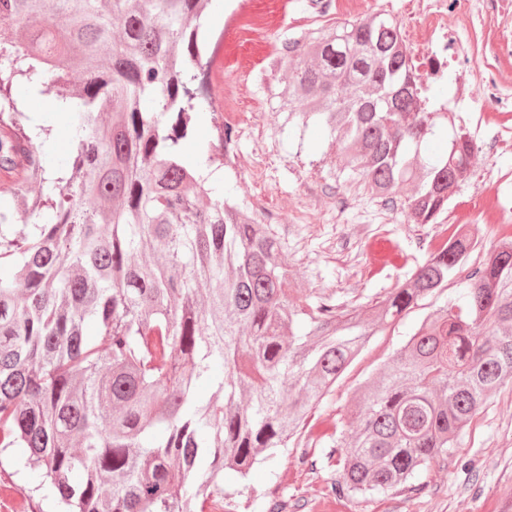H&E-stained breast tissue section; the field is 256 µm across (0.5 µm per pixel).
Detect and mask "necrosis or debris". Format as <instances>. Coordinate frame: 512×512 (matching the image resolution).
<instances>
[{"mask_svg":"<svg viewBox=\"0 0 512 512\" xmlns=\"http://www.w3.org/2000/svg\"><path fill=\"white\" fill-rule=\"evenodd\" d=\"M401 44L422 86L451 78L448 111L467 112L475 127L474 156L482 157L478 191L457 206L452 222L495 227L512 223V188L497 157L512 153V0H415ZM430 51H420L423 35Z\"/></svg>","mask_w":512,"mask_h":512,"instance_id":"1","label":"necrosis or debris"}]
</instances>
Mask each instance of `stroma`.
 <instances>
[{"mask_svg":"<svg viewBox=\"0 0 512 512\" xmlns=\"http://www.w3.org/2000/svg\"><path fill=\"white\" fill-rule=\"evenodd\" d=\"M309 0H289L282 26L268 32L265 42L248 56L227 46L236 66L225 73L223 64L211 68L209 101L224 97V78L240 80L239 122L233 126L235 154L225 155L219 171L240 204L271 224L284 257L293 270L296 296L332 288L337 299L371 296L410 274L427 255L426 244L444 236L445 228L386 222L378 203L369 199L360 182L345 180L336 166V153L317 131L299 133L286 128L280 112V93L288 84L287 65L276 64L283 42L311 31L306 20ZM23 124L48 125L51 138L42 151L50 167L64 166L75 150L71 128L63 113L47 108L43 97L21 93ZM269 149L267 167L253 175L248 161L253 152ZM353 194L350 210L336 208L337 193ZM431 305L418 307L393 330L373 336L367 347L337 380L332 392L309 415L298 445L282 449L272 461L258 465L248 480L224 486V503L245 506L249 512H271L285 501L288 512H512V384L490 395L465 428L448 458L430 465L419 491L336 498L330 484L338 474L324 455L334 428L351 417L356 389L400 348L411 330L429 314ZM23 451L0 455V512H49L48 501L33 496L18 471ZM307 464H299V456Z\"/></svg>","mask_w":512,"mask_h":512,"instance_id":"35a3bbf8","label":"stroma"}]
</instances>
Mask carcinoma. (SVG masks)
<instances>
[{"label":"carcinoma","mask_w":512,"mask_h":512,"mask_svg":"<svg viewBox=\"0 0 512 512\" xmlns=\"http://www.w3.org/2000/svg\"><path fill=\"white\" fill-rule=\"evenodd\" d=\"M208 4L53 0L37 24L45 0H0V452L25 449L19 469L55 512H217L228 473L299 437L372 336L462 282L329 436L332 494L412 488L512 383V236L471 267L474 238L455 229L364 302L287 293L271 227L184 162L207 105ZM398 39L380 13L284 42L283 108L379 202L413 187L407 220L437 228L472 179V139L431 95L421 104ZM21 86L67 114V168L45 166ZM232 145L225 126L208 162Z\"/></svg>","instance_id":"obj_1"}]
</instances>
